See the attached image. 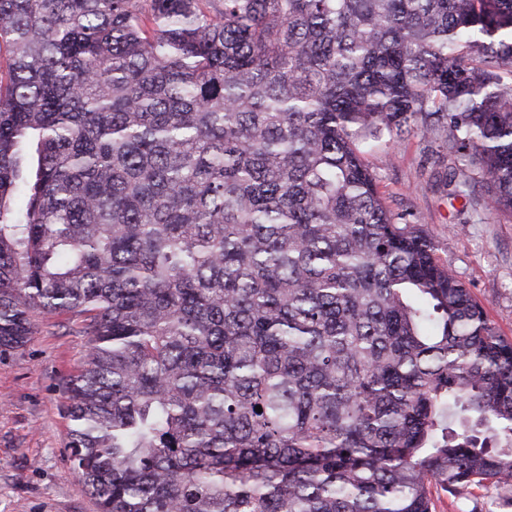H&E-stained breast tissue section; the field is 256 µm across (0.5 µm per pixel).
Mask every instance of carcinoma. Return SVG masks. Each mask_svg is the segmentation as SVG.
I'll list each match as a JSON object with an SVG mask.
<instances>
[{
	"instance_id": "1",
	"label": "carcinoma",
	"mask_w": 512,
	"mask_h": 512,
	"mask_svg": "<svg viewBox=\"0 0 512 512\" xmlns=\"http://www.w3.org/2000/svg\"><path fill=\"white\" fill-rule=\"evenodd\" d=\"M3 49L0 348L83 317L98 512L512 507V340L364 159L512 212V0H0ZM436 512H462L469 511L475 499L480 502H489L497 497V490L492 485L482 488H468L457 497H448V493L434 492Z\"/></svg>"
}]
</instances>
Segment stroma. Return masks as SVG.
Listing matches in <instances>:
<instances>
[{
  "instance_id": "obj_1",
  "label": "stroma",
  "mask_w": 512,
  "mask_h": 512,
  "mask_svg": "<svg viewBox=\"0 0 512 512\" xmlns=\"http://www.w3.org/2000/svg\"><path fill=\"white\" fill-rule=\"evenodd\" d=\"M366 159L391 210L426 226L440 258L512 339V214L450 198L447 162L419 140L395 151L376 145ZM32 321L22 348L0 350V512H96L67 452L65 383L82 366L88 338L75 314L37 312Z\"/></svg>"
}]
</instances>
